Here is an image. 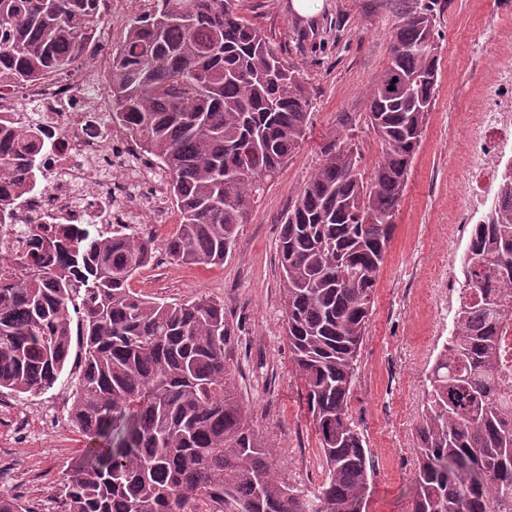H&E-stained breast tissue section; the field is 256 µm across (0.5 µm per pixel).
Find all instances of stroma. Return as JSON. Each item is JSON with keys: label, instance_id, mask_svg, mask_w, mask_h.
<instances>
[{"label": "stroma", "instance_id": "obj_1", "mask_svg": "<svg viewBox=\"0 0 512 512\" xmlns=\"http://www.w3.org/2000/svg\"><path fill=\"white\" fill-rule=\"evenodd\" d=\"M417 0H319L308 17L292 0H246L245 17L268 36L309 89L307 134L241 225L224 263L201 268L158 254L131 286L160 302L207 296L224 305L230 341L224 351L234 392L252 424L275 450L274 465L290 485L318 487L325 465L305 390L284 335L286 309L277 261L281 222L320 166L331 135L353 137L362 169L381 144L366 122L370 88L388 62L397 15ZM439 35L435 104L412 162L393 237L380 268L372 314L358 358L349 414L374 468L365 512H408L416 456L415 425L429 368L452 326L433 284L454 240L452 174L463 168V129L489 89L493 66L512 42V0H433ZM352 129L338 128L340 114ZM70 377L21 401L36 416L54 415L40 447L0 436V493L20 497L30 512H56L63 483L84 444L68 422Z\"/></svg>", "mask_w": 512, "mask_h": 512}]
</instances>
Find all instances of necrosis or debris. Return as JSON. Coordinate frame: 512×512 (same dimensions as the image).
<instances>
[{"label": "necrosis or debris", "mask_w": 512, "mask_h": 512, "mask_svg": "<svg viewBox=\"0 0 512 512\" xmlns=\"http://www.w3.org/2000/svg\"><path fill=\"white\" fill-rule=\"evenodd\" d=\"M111 72V56L102 50L91 68L0 94V120L37 125L44 132L37 159L44 184L20 198L13 223L0 226V238L10 239L16 251L33 246L32 239L19 234L23 224H75L96 233L112 224L137 223L145 208L155 223H169L166 183H153L150 193H142L140 181L151 164L127 130L110 118ZM466 136V174L454 186L453 221L468 233L495 198L497 169L512 163L511 61L493 69L490 92L470 112Z\"/></svg>", "instance_id": "1"}]
</instances>
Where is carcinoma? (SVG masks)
Instances as JSON below:
<instances>
[{
  "instance_id": "carcinoma-1",
  "label": "carcinoma",
  "mask_w": 512,
  "mask_h": 512,
  "mask_svg": "<svg viewBox=\"0 0 512 512\" xmlns=\"http://www.w3.org/2000/svg\"><path fill=\"white\" fill-rule=\"evenodd\" d=\"M244 0H154L112 53V122L168 179L180 214L162 241L141 224L78 236L33 228L35 249L0 256V392L19 399L72 379L86 439L59 512H363L374 470L349 418L359 351L393 220L434 106L438 35L429 6L400 12L369 93L382 145L364 173L329 137L281 224L285 334L326 465L298 492L232 390L224 305L160 303L133 276L158 250L224 263L266 186L305 139L300 73L250 24ZM102 0H0V88L88 62ZM36 131H0V183L36 176ZM471 234L452 328L415 425L408 512H512V164ZM0 512H30L0 494Z\"/></svg>"
}]
</instances>
